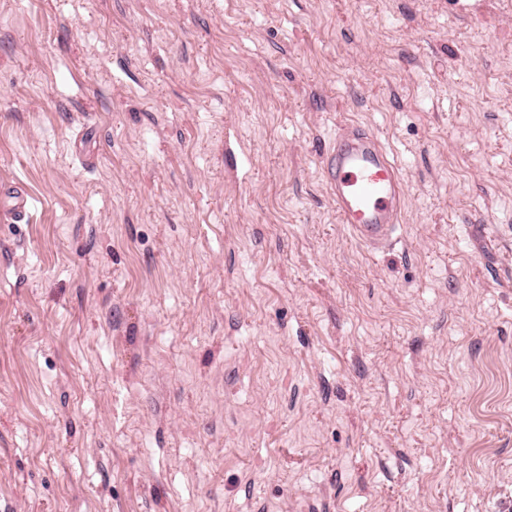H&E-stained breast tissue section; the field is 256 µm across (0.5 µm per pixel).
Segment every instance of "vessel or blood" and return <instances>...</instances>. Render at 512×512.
Returning a JSON list of instances; mask_svg holds the SVG:
<instances>
[{
    "label": "vessel or blood",
    "instance_id": "b4317fda",
    "mask_svg": "<svg viewBox=\"0 0 512 512\" xmlns=\"http://www.w3.org/2000/svg\"><path fill=\"white\" fill-rule=\"evenodd\" d=\"M322 172L341 223L370 248L390 246L400 222L405 186L378 138L364 127H348L337 135ZM0 198L5 201L1 222L24 219L29 199L21 187L1 184Z\"/></svg>",
    "mask_w": 512,
    "mask_h": 512
}]
</instances>
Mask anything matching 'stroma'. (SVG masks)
Instances as JSON below:
<instances>
[{
  "instance_id": "35a3bbf8",
  "label": "stroma",
  "mask_w": 512,
  "mask_h": 512,
  "mask_svg": "<svg viewBox=\"0 0 512 512\" xmlns=\"http://www.w3.org/2000/svg\"><path fill=\"white\" fill-rule=\"evenodd\" d=\"M7 181L0 512H512V0H0ZM322 172L341 224L370 248L390 246L400 222L405 186L378 138L364 127H348L336 135ZM0 195L6 201L1 209V222L14 224L22 221L29 210V199L26 192L18 185L7 186L2 183Z\"/></svg>"
}]
</instances>
